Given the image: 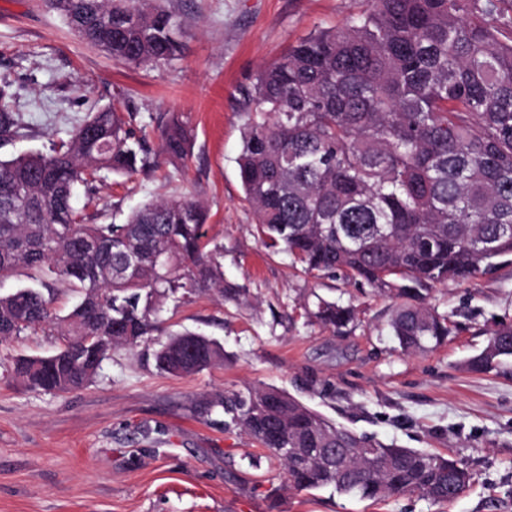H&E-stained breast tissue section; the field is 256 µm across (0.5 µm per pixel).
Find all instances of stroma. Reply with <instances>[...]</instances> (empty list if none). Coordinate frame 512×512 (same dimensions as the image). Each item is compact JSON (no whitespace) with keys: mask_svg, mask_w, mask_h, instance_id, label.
<instances>
[{"mask_svg":"<svg viewBox=\"0 0 512 512\" xmlns=\"http://www.w3.org/2000/svg\"><path fill=\"white\" fill-rule=\"evenodd\" d=\"M164 4L185 22L181 55L135 66L83 42L45 0H0V81L11 82L22 124L0 159L51 153L88 113L115 107L158 164L97 180L74 207L120 224L146 202L195 198L236 294L165 302L155 336L112 348L94 380L66 394L29 389L12 372L17 356L51 353L62 335L28 330L0 344V512H512V360L467 368L498 324H512V264L433 287L425 303L448 315L451 334L408 354L389 328L397 299L268 250L243 200L239 87L314 29L342 27L361 0ZM174 112L194 128L177 163L159 154L158 128ZM314 294L353 308L345 333L306 317ZM185 330L218 339L223 364L192 377L159 372L155 351ZM252 386L283 390L355 433L462 458L472 483L445 505L290 492L277 461L224 427L223 396Z\"/></svg>","mask_w":512,"mask_h":512,"instance_id":"35a3bbf8","label":"stroma"}]
</instances>
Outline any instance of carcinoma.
I'll return each mask as SVG.
<instances>
[{"instance_id": "cac0c4a2", "label": "carcinoma", "mask_w": 512, "mask_h": 512, "mask_svg": "<svg viewBox=\"0 0 512 512\" xmlns=\"http://www.w3.org/2000/svg\"><path fill=\"white\" fill-rule=\"evenodd\" d=\"M88 44L131 65L179 55L182 23L161 0H48ZM0 87V142L20 133ZM248 116L238 165L262 243L307 273L346 278L401 300L390 328L408 353L448 338V317L426 307L437 285L512 262V0H365L339 29H320L258 70L240 90ZM172 161L192 149L173 114L161 126ZM154 160L114 107L92 112L49 155L0 160V342L68 325L64 347L21 356L25 386L66 393L89 382L109 350L159 328L163 303L206 287L224 295L218 250H206V208L179 197L146 203L123 224H90L73 197L100 173L148 170ZM50 276L77 302L53 312ZM306 313L340 333L353 309L321 297ZM512 358V325L490 333L467 366ZM156 367L191 376L224 362L217 340L184 331ZM224 426L254 438L283 466L288 489L330 488L385 502L417 494L455 501L472 473L457 458L385 444L336 425L288 393L254 387L224 396ZM337 448L336 462L318 459Z\"/></svg>"}]
</instances>
